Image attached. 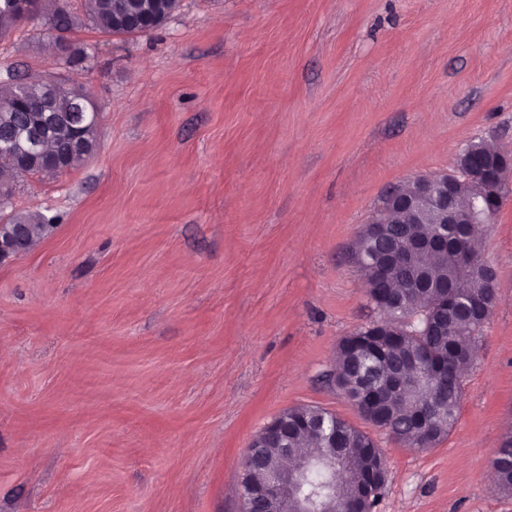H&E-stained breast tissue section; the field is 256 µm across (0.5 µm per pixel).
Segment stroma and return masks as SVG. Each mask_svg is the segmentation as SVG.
Returning a JSON list of instances; mask_svg holds the SVG:
<instances>
[{
	"label": "stroma",
	"instance_id": "stroma-1",
	"mask_svg": "<svg viewBox=\"0 0 512 512\" xmlns=\"http://www.w3.org/2000/svg\"><path fill=\"white\" fill-rule=\"evenodd\" d=\"M57 3L84 60L39 18L0 37V85L89 89L99 148L9 201L56 222L0 263V512H241L248 442L300 405L378 442L377 512H512V196L447 437L403 447L328 381L377 316L352 253L384 191L473 141L512 150V0H180L124 36ZM496 472L495 490L512 496V436L506 437L497 448L493 461Z\"/></svg>",
	"mask_w": 512,
	"mask_h": 512
}]
</instances>
